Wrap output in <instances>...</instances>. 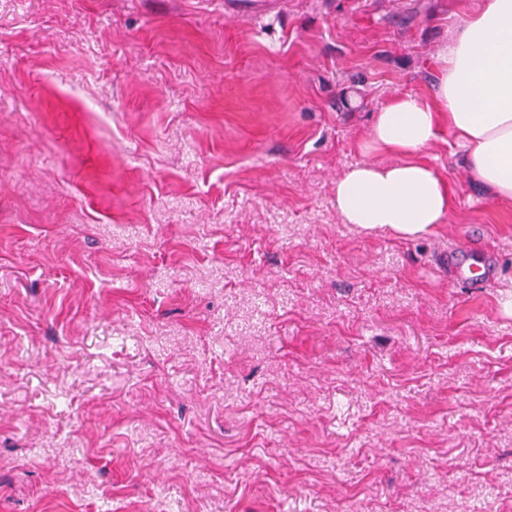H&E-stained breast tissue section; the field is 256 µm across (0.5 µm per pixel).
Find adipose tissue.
I'll list each match as a JSON object with an SVG mask.
<instances>
[{
	"label": "adipose tissue",
	"mask_w": 512,
	"mask_h": 512,
	"mask_svg": "<svg viewBox=\"0 0 512 512\" xmlns=\"http://www.w3.org/2000/svg\"><path fill=\"white\" fill-rule=\"evenodd\" d=\"M434 104L398 95L377 112L363 145L390 153L386 165L362 162L336 181L344 223L387 227L400 238L434 233L450 211L439 172L417 161L448 126L465 150L469 171L501 202L512 203V0H482L436 56Z\"/></svg>",
	"instance_id": "adipose-tissue-1"
}]
</instances>
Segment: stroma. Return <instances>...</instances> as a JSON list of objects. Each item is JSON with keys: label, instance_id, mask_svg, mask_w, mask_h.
Masks as SVG:
<instances>
[{"label": "stroma", "instance_id": "stroma-1", "mask_svg": "<svg viewBox=\"0 0 512 512\" xmlns=\"http://www.w3.org/2000/svg\"><path fill=\"white\" fill-rule=\"evenodd\" d=\"M480 3L0 0V512H512V204L334 201ZM448 265L454 267L458 279L471 283L486 282L494 274L491 264L486 260L476 261L459 253L448 255Z\"/></svg>", "mask_w": 512, "mask_h": 512}]
</instances>
